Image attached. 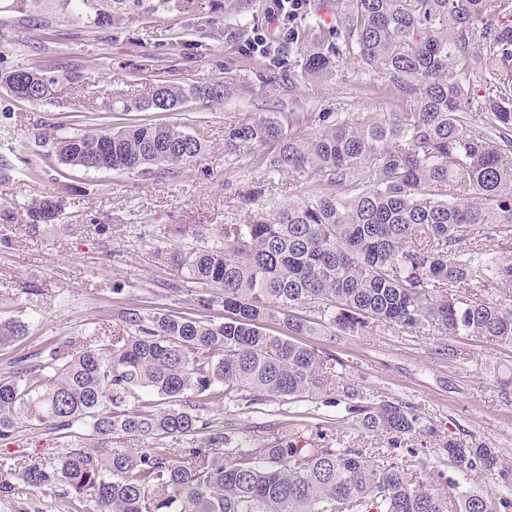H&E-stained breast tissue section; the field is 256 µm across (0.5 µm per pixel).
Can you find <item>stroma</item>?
Listing matches in <instances>:
<instances>
[{"instance_id":"obj_1","label":"stroma","mask_w":512,"mask_h":512,"mask_svg":"<svg viewBox=\"0 0 512 512\" xmlns=\"http://www.w3.org/2000/svg\"><path fill=\"white\" fill-rule=\"evenodd\" d=\"M209 10L124 21L111 30L85 31L82 25L56 31L23 27L15 15H0V69L44 70L56 83L49 102L31 105L0 90V318L27 322L26 337L0 349V375L11 361L51 344L111 331L129 304L178 313L197 310V287L171 290L178 275L156 255L160 243L185 249L193 240L177 235L181 224H234L247 220L245 191L261 187L264 208L285 201L311 183L310 175L280 173L268 178V153L224 155V127L273 112H296V135L310 136L322 113L342 117L395 112L396 92L364 86V67L344 60L335 80L307 83L288 77L278 59H299V50L278 58L242 52L221 40L204 49ZM184 85L224 82L223 103H190L173 112H113L116 101L132 103L158 81ZM152 121L182 127L207 148L177 172L141 177L112 171H84L57 162L38 178L17 158L23 141L53 127L112 129L114 124ZM54 195L64 208L54 226L31 234L25 206ZM122 293H115V285ZM310 344L333 352L336 373L366 395L398 397L417 405L430 436H414L429 465L455 471L439 452L450 438L476 440L494 448L499 463L512 466V351L484 339L460 336L442 344L428 330L374 329L359 336L319 335ZM203 419L224 428L230 446L257 439L274 446L301 438L317 443L318 428L329 425L350 435L356 447L381 448L383 436L352 424L342 396L296 404L265 402L238 410L212 405ZM66 439L36 430L0 440V460L28 461L62 453ZM0 512H84L61 487L24 491L0 501Z\"/></svg>"}]
</instances>
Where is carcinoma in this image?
I'll return each mask as SVG.
<instances>
[{
	"label": "carcinoma",
	"instance_id": "obj_1",
	"mask_svg": "<svg viewBox=\"0 0 512 512\" xmlns=\"http://www.w3.org/2000/svg\"><path fill=\"white\" fill-rule=\"evenodd\" d=\"M199 0H0L30 27L78 22L96 33L113 22L183 13ZM328 27L309 13L288 22L301 64L288 76L336 78L357 59L370 86L397 90L401 105L382 117L328 123L307 138L293 134L295 113L224 127V155L272 147L271 173H311L309 189L243 224H183L199 245L160 249L181 281L202 286L199 307L224 318L149 312L130 305L98 344L68 341L34 364L14 361L0 377V440L20 429L72 439L61 456L24 465L0 462L30 490L61 486L89 502L87 512H512V498L465 491L461 483L406 449L410 466L379 465L334 429L323 443H252L224 450L220 426L197 410L222 403H298L336 393L331 352L302 336L363 335L373 328L429 327L446 339L484 338L512 347V0H331ZM300 71H295V68ZM55 78L0 70V87L32 104L50 99ZM221 81L158 82L134 104L172 112L189 101H224ZM42 158L85 171L142 177L170 174L204 149L175 125L140 123L34 136ZM54 195L32 201L27 228L60 217ZM487 224L495 250L463 247ZM312 308L313 317L297 310ZM280 330L275 335L274 330ZM19 319H0V348L26 335ZM343 397L352 420L387 437L389 452L422 432V414L399 399H371L354 387ZM207 437L171 456L164 440ZM136 440L134 451L112 441ZM462 476L497 471L495 449L450 439L442 444Z\"/></svg>",
	"mask_w": 512,
	"mask_h": 512
}]
</instances>
